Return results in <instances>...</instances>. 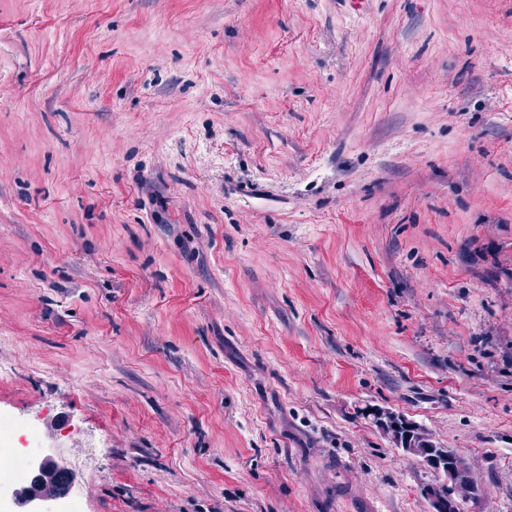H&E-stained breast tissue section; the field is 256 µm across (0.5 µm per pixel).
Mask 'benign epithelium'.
Here are the masks:
<instances>
[{"label": "benign epithelium", "mask_w": 512, "mask_h": 512, "mask_svg": "<svg viewBox=\"0 0 512 512\" xmlns=\"http://www.w3.org/2000/svg\"><path fill=\"white\" fill-rule=\"evenodd\" d=\"M374 424L387 435L394 445L405 453L418 458L439 475L452 481V488L448 494L440 491V485H434L426 491L429 500L430 512H454L455 503L460 500L477 501L480 499L481 483L474 476L460 457H450L435 443L431 434L419 424L404 420L405 432L396 427L403 415L383 407H373L369 411ZM57 463L51 462L44 470V474L37 481L32 501L37 512H50L48 504L60 498L61 490L55 472Z\"/></svg>", "instance_id": "benign-epithelium-1"}]
</instances>
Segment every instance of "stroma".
Masks as SVG:
<instances>
[{
	"label": "stroma",
	"instance_id": "obj_1",
	"mask_svg": "<svg viewBox=\"0 0 512 512\" xmlns=\"http://www.w3.org/2000/svg\"><path fill=\"white\" fill-rule=\"evenodd\" d=\"M3 364L86 512H512V0H0ZM368 415L372 416L374 424L391 439L397 448L418 458L440 476L445 478L448 476V482L452 481L450 491H448V484L442 486L437 484L428 488L426 497L430 503V512H453L455 503L458 501L455 512H460L461 502L480 499L481 483L470 468L462 462L461 457H448L443 448H438L433 437L425 428L406 420L402 414L389 408L373 407ZM398 420L404 422L403 426L406 429L404 433L400 432ZM394 425H397V428H394ZM440 487L441 491L448 496L441 493Z\"/></svg>",
	"mask_w": 512,
	"mask_h": 512
}]
</instances>
